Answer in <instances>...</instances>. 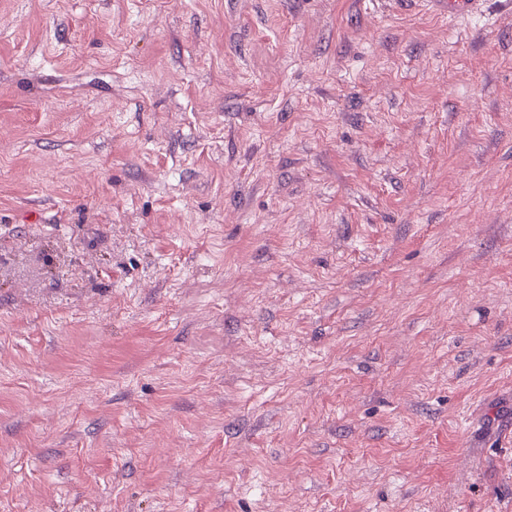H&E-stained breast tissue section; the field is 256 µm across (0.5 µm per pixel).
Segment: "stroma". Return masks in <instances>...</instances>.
Instances as JSON below:
<instances>
[{
	"instance_id": "stroma-1",
	"label": "stroma",
	"mask_w": 512,
	"mask_h": 512,
	"mask_svg": "<svg viewBox=\"0 0 512 512\" xmlns=\"http://www.w3.org/2000/svg\"><path fill=\"white\" fill-rule=\"evenodd\" d=\"M0 512H512V10L0 0Z\"/></svg>"
}]
</instances>
